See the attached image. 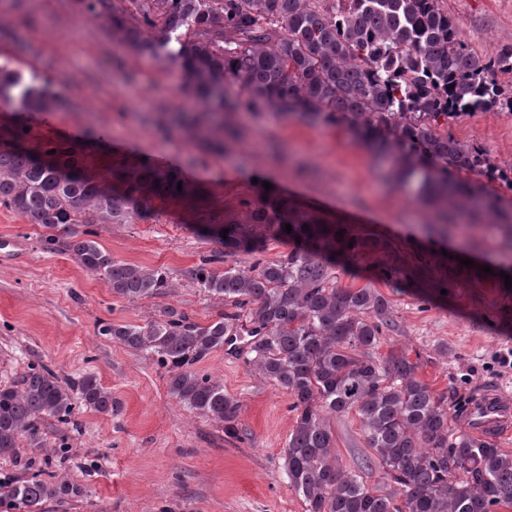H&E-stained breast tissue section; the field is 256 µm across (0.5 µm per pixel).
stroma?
I'll return each mask as SVG.
<instances>
[{
  "label": "stroma",
  "instance_id": "stroma-1",
  "mask_svg": "<svg viewBox=\"0 0 512 512\" xmlns=\"http://www.w3.org/2000/svg\"><path fill=\"white\" fill-rule=\"evenodd\" d=\"M443 5L477 50L491 55L512 44V0ZM5 60L60 99L59 109L30 116L28 146L73 141L103 177L145 161L179 171L199 191L155 202L148 218L99 229L114 259L168 269L175 288L164 300L113 296L69 252H44L38 226L0 207V239L16 240L19 252L13 258L0 248V384L33 364L63 379L90 371L114 401L108 415L86 408L75 423H42L44 457L60 479L84 488L45 512H304L284 470L291 398L257 374L245 340L198 365L240 403L231 436L170 395L157 356L97 333L103 322L145 323L165 303L201 322L214 318L223 304L184 275L220 248L206 227L239 225L274 258L286 244L251 221L254 209L272 202L380 240L373 253L337 266L338 284L367 285L389 301L392 328L379 352L402 351L417 363L419 378L446 396L454 432H465L462 408L475 394L512 399V371L500 373L494 361L512 348V287L504 280L512 275V226L492 215L446 223L347 133L270 112L225 113L224 150L213 152L198 136L209 126L204 109L182 92L176 72L116 49L109 25L79 0H0ZM449 128L486 147L494 163L512 165V114L461 116ZM466 258L472 266H463ZM383 265L400 268L405 281H386ZM330 424L339 464L359 469L370 450L357 414L331 416ZM61 441L63 464L53 451Z\"/></svg>",
  "mask_w": 512,
  "mask_h": 512
}]
</instances>
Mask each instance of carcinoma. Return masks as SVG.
<instances>
[{
    "label": "carcinoma",
    "mask_w": 512,
    "mask_h": 512,
    "mask_svg": "<svg viewBox=\"0 0 512 512\" xmlns=\"http://www.w3.org/2000/svg\"><path fill=\"white\" fill-rule=\"evenodd\" d=\"M112 26L117 48L174 68L181 89L203 104L214 130L240 107L269 110L309 125L341 127L390 162L398 184L417 187L416 200L449 207L470 224L495 198L475 184L512 175L487 150L448 130V119L512 111V45L484 55L465 42L441 0H82ZM0 104L50 112L57 95L0 64ZM55 153H50V150ZM36 151L0 146V206L45 230L43 250L68 251L129 301L164 296L174 287L162 268L115 260L92 224H130L155 200L187 196L192 187L172 170L149 163L119 173V188L84 165L80 145L48 142ZM182 190H177V187ZM291 246L249 267L212 269L215 255L185 275L226 310L203 324L171 305L139 325L107 323L99 334L157 356L179 403L235 430L238 402L224 383L195 365L235 336H249L252 364L293 397L296 418L284 468L305 512H496L512 507V454L448 425L443 395L417 377L405 353L376 352L389 325V303L377 289L337 285L336 255L354 259L378 243L342 224H322L286 204L255 210ZM291 224L292 231L285 232ZM308 229H303V226ZM226 252H260L225 224ZM343 236H338V233ZM300 240H295V237ZM112 412V392L87 373L62 381L32 365L16 384H0V456L16 457L22 440L46 447L40 424H67L77 403ZM356 412L371 454L364 467L383 472L392 490L379 493L336 461L328 415ZM0 485L19 512L83 489L44 475L37 458Z\"/></svg>",
    "instance_id": "obj_1"
}]
</instances>
